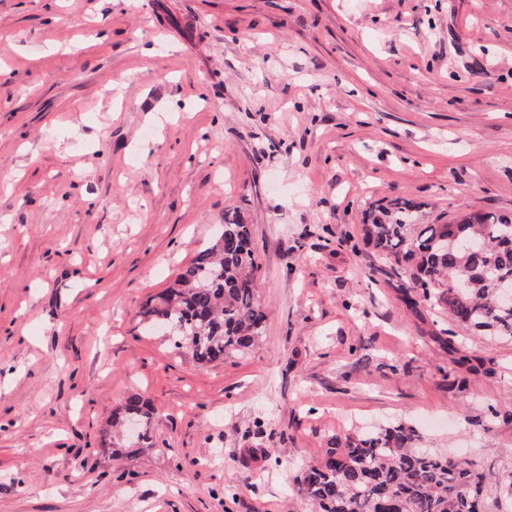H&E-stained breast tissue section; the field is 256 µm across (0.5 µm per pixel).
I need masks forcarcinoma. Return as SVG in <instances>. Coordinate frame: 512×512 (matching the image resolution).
<instances>
[{
	"label": "carcinoma",
	"instance_id": "cac0c4a2",
	"mask_svg": "<svg viewBox=\"0 0 512 512\" xmlns=\"http://www.w3.org/2000/svg\"><path fill=\"white\" fill-rule=\"evenodd\" d=\"M426 204L395 198L365 212L362 240L403 269L408 287L430 308L448 313L440 332L453 338L479 333L512 342V302L496 285L512 281V218L463 212L447 224L420 221ZM249 225L224 215V231L183 267L173 282L143 305L140 316L163 325L177 349L199 364L247 354L263 335L266 312L257 298L259 265ZM134 416L140 436L130 448L154 445L155 409L128 395L118 420ZM403 423L330 440L323 458L300 470L295 492L302 512H480L493 475L417 447Z\"/></svg>",
	"mask_w": 512,
	"mask_h": 512
}]
</instances>
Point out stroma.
<instances>
[{
	"instance_id": "1",
	"label": "stroma",
	"mask_w": 512,
	"mask_h": 512,
	"mask_svg": "<svg viewBox=\"0 0 512 512\" xmlns=\"http://www.w3.org/2000/svg\"><path fill=\"white\" fill-rule=\"evenodd\" d=\"M393 198L512 216V0H0V512H290L395 421L507 477L512 342L407 304L360 233ZM228 211L266 330L201 366L137 312ZM118 422H124L129 415H133L140 425V436L135 442L128 441V448L146 449L154 445L151 435L152 423L155 418V409L136 393L128 395L118 409Z\"/></svg>"
}]
</instances>
